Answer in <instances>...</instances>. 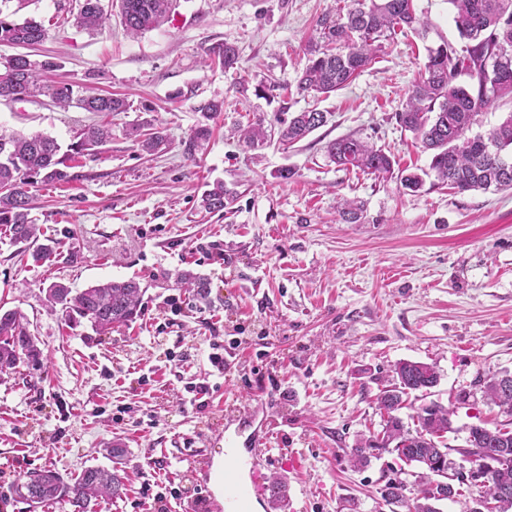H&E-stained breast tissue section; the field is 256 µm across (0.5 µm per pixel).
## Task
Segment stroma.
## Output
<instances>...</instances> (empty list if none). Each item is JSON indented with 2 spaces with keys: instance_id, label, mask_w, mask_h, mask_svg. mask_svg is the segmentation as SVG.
I'll return each mask as SVG.
<instances>
[{
  "instance_id": "obj_1",
  "label": "stroma",
  "mask_w": 512,
  "mask_h": 512,
  "mask_svg": "<svg viewBox=\"0 0 512 512\" xmlns=\"http://www.w3.org/2000/svg\"><path fill=\"white\" fill-rule=\"evenodd\" d=\"M102 3L103 29L54 25L29 49L59 63L58 82L95 83L130 108L110 116L111 140L73 161L69 182L34 187L32 217L75 262L34 263L0 230V308L25 315L42 351L40 367L23 361L0 374V512H31L15 495L29 471L71 479L111 467L106 448L116 440L127 449L126 491L95 512H209L196 456H223L227 409L259 405L276 423L271 450H295L302 467L278 470L283 498L255 512H389L379 490L397 457L361 470L347 457L380 431L374 400L395 363L434 364L441 404L470 394L450 445L463 446L475 420L504 419L480 398L489 371L512 370V190L458 193L429 176L412 191L342 169L325 146L351 135L399 168H428L394 114L428 47L458 43L452 5L414 0L428 30L385 42L377 62L330 97L291 90L269 100L258 85L295 84L315 21L336 0H176L163 25L135 39L111 0ZM225 41L239 48L237 69L205 66ZM211 98L224 110L203 150L188 154L196 107ZM308 107L328 121L297 143L253 149L232 135ZM143 119L166 131L164 153L143 154L128 137ZM101 120L44 95L0 98V131L41 132L64 147ZM283 168L293 172L285 181ZM216 179L237 199L209 214L200 198ZM349 201L361 208L354 222L342 217ZM187 271L209 281L207 295L181 288ZM131 277L146 289L141 314L103 335L45 305L54 281L80 290ZM217 344L236 355L221 371L210 362ZM200 381L202 406L191 390Z\"/></svg>"
}]
</instances>
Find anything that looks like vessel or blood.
Here are the masks:
<instances>
[{
	"label": "vessel or blood",
	"mask_w": 512,
	"mask_h": 512,
	"mask_svg": "<svg viewBox=\"0 0 512 512\" xmlns=\"http://www.w3.org/2000/svg\"><path fill=\"white\" fill-rule=\"evenodd\" d=\"M249 416L245 413H232L226 418L227 425L233 426L236 433L245 434L246 456L229 453L224 465V499L220 504L222 512H249V500L269 503L271 485L268 472L274 467L296 468L298 458L280 449L271 454L265 438L247 434Z\"/></svg>",
	"instance_id": "vessel-or-blood-1"
}]
</instances>
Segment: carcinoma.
Here are the masks:
<instances>
[{
	"label": "carcinoma",
	"instance_id": "cac0c4a2",
	"mask_svg": "<svg viewBox=\"0 0 512 512\" xmlns=\"http://www.w3.org/2000/svg\"><path fill=\"white\" fill-rule=\"evenodd\" d=\"M77 26L98 30L105 23L101 0H76ZM336 13L320 16L315 36L306 48L307 63L296 80L300 94L328 96L352 83L378 56L382 43L397 32L420 23L414 0H343ZM454 8V23L464 45L457 49L444 41L428 49L427 62L408 91L402 108L394 113L396 122L411 132L423 151L430 153L429 168L437 181L459 193L467 191H503L512 189V112L483 132L480 116L498 99L512 98V0H448ZM127 34L137 37L166 20L173 0H115ZM48 28L42 20L17 21L0 9V43L26 45L43 41ZM212 62L226 69L239 63L237 46L230 42L209 49ZM60 65L52 59H32L14 55L0 61V91L15 95V100L48 94L58 108L71 107L86 112L110 115L128 110L127 101L102 94L81 84L59 85L54 80ZM203 121L186 141L188 153L201 147L210 135L207 121L224 111V101L210 99L199 106ZM327 123V114L317 108L295 112L279 128V138L293 143L302 140ZM238 140L257 148L268 140V129L261 122L235 129ZM129 136L148 154L168 144L163 128L150 121L131 126ZM112 138L106 124H93L81 130L77 141L66 152L58 142L42 133L14 136L0 133V226L16 243H26L35 263L48 258L74 261L75 253L61 250V243L39 242L40 229L31 217L33 196L28 187L34 179L48 183H67L70 162L94 151ZM334 163L377 176L394 174V160L367 141L353 137L334 139L326 145ZM235 193L215 180L201 196V208L209 213L230 206ZM181 287L205 295L204 279L187 271ZM46 302L68 318L85 319L98 333L134 321L141 313L144 288L135 278L106 281L82 290H73L61 282L46 289ZM40 364L41 350L30 333L24 317L16 310L0 312V373L14 370L21 359ZM440 374L431 364L400 361L393 369L392 383L376 397L383 417L382 431L361 440L352 449L350 463L365 466L373 452L394 453L418 471L414 477V496L406 495L407 484L391 481L384 491L395 506L406 512H440V496H448L446 483L454 480L457 459L474 449L496 462L487 481L478 486L458 481L451 501H465V512H472L475 498L496 503V512H512V430L502 424L468 430L465 445L455 448L444 442L454 432L455 407L432 402L417 411V428L407 427L396 412L403 408L404 397L424 393L439 384ZM483 400L512 417V377L503 372L491 374L484 383ZM125 490L118 469L87 467L72 481L52 470L30 471L17 485V495L32 508L57 501H68L77 512H90L100 500L118 499Z\"/></svg>",
	"mask_w": 512,
	"mask_h": 512
}]
</instances>
